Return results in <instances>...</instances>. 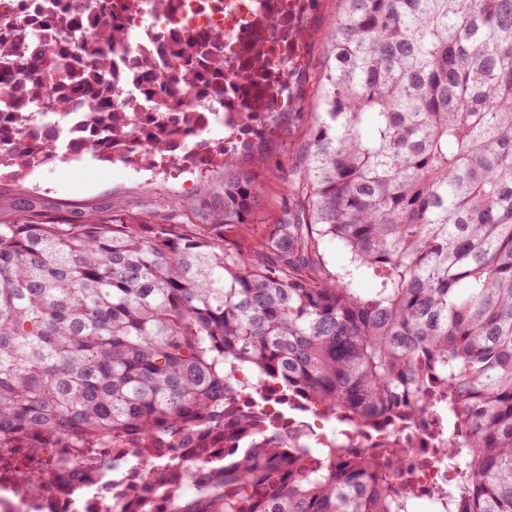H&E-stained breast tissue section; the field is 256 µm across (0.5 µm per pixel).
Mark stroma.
<instances>
[{
	"mask_svg": "<svg viewBox=\"0 0 512 512\" xmlns=\"http://www.w3.org/2000/svg\"><path fill=\"white\" fill-rule=\"evenodd\" d=\"M338 0H314L302 13L301 56L296 66V104L279 113L261 140L267 157L263 177V218L274 222L288 201L286 182L292 169L303 167L308 130L319 110L317 87L331 38L330 21ZM223 168L196 175L181 193L170 192L169 171L138 168L120 161L80 158L48 162L24 178L0 177V222L10 224L26 215L79 218L109 210L129 218L163 215L176 210L187 222L198 220L204 203L224 190Z\"/></svg>",
	"mask_w": 512,
	"mask_h": 512,
	"instance_id": "obj_1",
	"label": "stroma"
}]
</instances>
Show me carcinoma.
Instances as JSON below:
<instances>
[{"mask_svg":"<svg viewBox=\"0 0 512 512\" xmlns=\"http://www.w3.org/2000/svg\"><path fill=\"white\" fill-rule=\"evenodd\" d=\"M0 14V168L84 152L164 168L224 99L207 37L158 36L124 71L119 0H19ZM298 197L254 222L268 115L211 141L234 169L205 224L22 217L0 224V468L18 448L90 467L172 452L164 512H409L407 481L343 448L282 437L234 406L269 387L357 427L436 421L455 468L445 512H512V0H340ZM85 106L72 146L39 107ZM338 241L353 270H332ZM224 441V458L211 450ZM180 448L209 475L193 496Z\"/></svg>","mask_w":512,"mask_h":512,"instance_id":"1","label":"carcinoma"}]
</instances>
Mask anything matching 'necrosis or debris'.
I'll use <instances>...</instances> for the list:
<instances>
[{"label": "necrosis or debris", "instance_id": "1", "mask_svg": "<svg viewBox=\"0 0 512 512\" xmlns=\"http://www.w3.org/2000/svg\"><path fill=\"white\" fill-rule=\"evenodd\" d=\"M137 26L129 44V59L142 65L153 63L157 51L149 42L153 33L174 29L202 32L212 39L214 52L223 55L226 64L249 65L255 84L235 91L232 78H225L224 104L211 111L208 127L190 140L196 164L206 157L208 132L223 127L228 120L243 112H269L288 108V80L285 76L266 73L268 63L287 64L295 61L300 45L292 32L300 22L298 0H127ZM279 430L288 435L303 428L311 441L326 446L338 444L354 454H363L375 461V472L383 479L394 473L380 447L381 438H388L400 450L403 471L409 479L411 499L437 512L431 489L447 485L453 474L447 461L441 459L432 445V420L420 421L409 431L391 428L385 436L371 431L332 426L325 413L300 414L297 404H280ZM60 461V472L51 482H30L20 474L13 488L0 481V512H103L101 504L112 487L126 493L121 499L122 512H158V478L165 471L158 458L144 459L139 468L112 467L111 470L81 467L70 449L43 448L38 458ZM38 458L28 459L36 467Z\"/></svg>", "mask_w": 512, "mask_h": 512}]
</instances>
